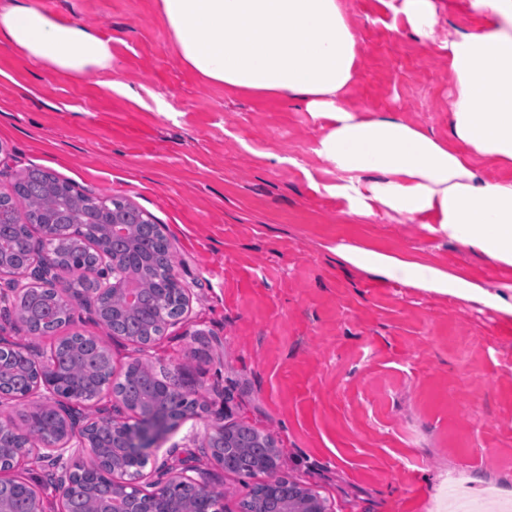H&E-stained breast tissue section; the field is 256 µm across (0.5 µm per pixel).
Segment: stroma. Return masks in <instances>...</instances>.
I'll list each match as a JSON object with an SVG mask.
<instances>
[{
	"instance_id": "1",
	"label": "stroma",
	"mask_w": 512,
	"mask_h": 512,
	"mask_svg": "<svg viewBox=\"0 0 512 512\" xmlns=\"http://www.w3.org/2000/svg\"><path fill=\"white\" fill-rule=\"evenodd\" d=\"M112 46L69 75L0 43V192L26 168L150 213L186 290V319L142 347L83 307L115 374L140 359L177 375L194 413L147 452L142 487L203 456L210 425H247L279 473L327 512H505L512 506V322L478 303L344 262L337 245L403 252L512 286V271L426 225L349 214L327 193L319 120L297 102L233 92L182 61L159 0H28ZM361 42L348 105L449 133L445 55L380 0H343Z\"/></svg>"
}]
</instances>
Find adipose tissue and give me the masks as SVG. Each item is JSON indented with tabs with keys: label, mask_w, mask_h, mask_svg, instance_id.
I'll use <instances>...</instances> for the list:
<instances>
[{
	"label": "adipose tissue",
	"mask_w": 512,
	"mask_h": 512,
	"mask_svg": "<svg viewBox=\"0 0 512 512\" xmlns=\"http://www.w3.org/2000/svg\"><path fill=\"white\" fill-rule=\"evenodd\" d=\"M383 2L424 46L448 57V139L347 105L361 47L342 0H159V7L182 60L205 81L298 101L320 120L315 152L335 168L333 191L350 214L436 225L449 241L512 270V0H468L479 26L443 41L435 0ZM1 41L68 74L112 62L96 33L20 0L0 8ZM336 251L346 263L512 319V296L464 275L356 246Z\"/></svg>",
	"instance_id": "adipose-tissue-1"
}]
</instances>
